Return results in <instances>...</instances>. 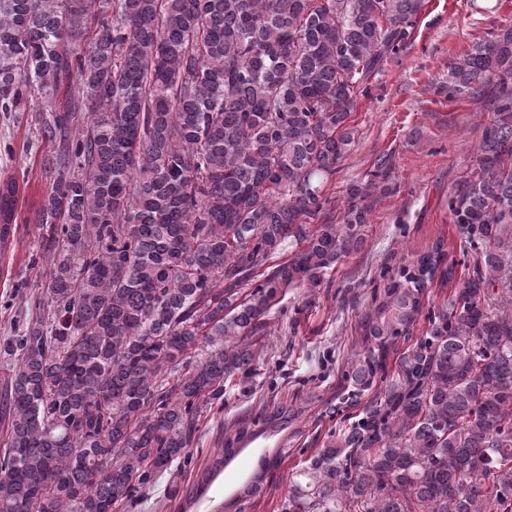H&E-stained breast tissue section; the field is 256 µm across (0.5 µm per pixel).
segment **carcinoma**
Returning a JSON list of instances; mask_svg holds the SVG:
<instances>
[{
    "instance_id": "cac0c4a2",
    "label": "carcinoma",
    "mask_w": 512,
    "mask_h": 512,
    "mask_svg": "<svg viewBox=\"0 0 512 512\" xmlns=\"http://www.w3.org/2000/svg\"><path fill=\"white\" fill-rule=\"evenodd\" d=\"M424 5L0 0V112L35 113L33 145L48 146L46 276L0 346V512H122L191 461L203 405L251 370L279 295L320 287L362 247L386 160L347 187L341 224L318 223L325 186L355 142L357 94ZM495 76L512 79V31L450 62L448 99ZM479 150L448 195L458 242L374 291L341 403L373 396L280 512H512V95ZM18 192L0 183V252ZM433 286L448 297L425 308ZM284 452L224 512H244Z\"/></svg>"
}]
</instances>
